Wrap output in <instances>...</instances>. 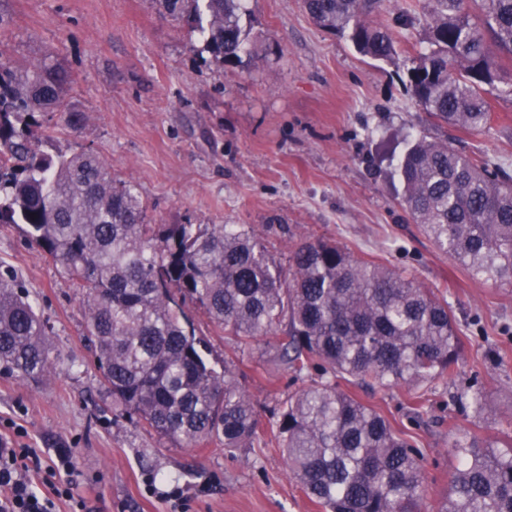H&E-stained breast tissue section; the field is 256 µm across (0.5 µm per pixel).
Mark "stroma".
Wrapping results in <instances>:
<instances>
[{
    "instance_id": "obj_1",
    "label": "stroma",
    "mask_w": 512,
    "mask_h": 512,
    "mask_svg": "<svg viewBox=\"0 0 512 512\" xmlns=\"http://www.w3.org/2000/svg\"><path fill=\"white\" fill-rule=\"evenodd\" d=\"M405 5L387 64L314 25L302 0H245L255 56L224 68L155 0H0V13L15 57L53 55L76 80L69 107L86 119L46 150L96 151L115 180L137 186L152 223L244 224L282 264L298 237L328 239L447 291L464 342L458 386L483 392L482 414L440 385L418 420L405 389L343 386L413 437L422 510L435 512L457 465L454 438L512 434V284L475 279L435 247L401 205L397 166L408 142L427 135L512 172V96L489 95L481 131L433 128L403 83L425 44L427 0H381L373 18L391 20ZM0 265L24 284L59 357L38 380L0 372V417H18L43 464L71 449L73 494L88 512H322L269 445L278 409L319 380L277 364L274 337L235 353L261 419L254 446L179 448L113 408L81 290L21 228L0 226Z\"/></svg>"
}]
</instances>
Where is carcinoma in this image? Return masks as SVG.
<instances>
[{
	"instance_id": "obj_1",
	"label": "carcinoma",
	"mask_w": 512,
	"mask_h": 512,
	"mask_svg": "<svg viewBox=\"0 0 512 512\" xmlns=\"http://www.w3.org/2000/svg\"><path fill=\"white\" fill-rule=\"evenodd\" d=\"M428 0V47L407 88L431 124L484 129L486 95L512 57V0ZM378 0H303L319 28L348 36L364 57L397 55L395 28L369 20ZM222 67L241 63L249 32L242 0H160ZM0 15V224L22 227L84 293L87 336L112 404L175 446L249 448L260 421L233 358L219 370L185 311L203 310L234 350L277 338V361L321 381L288 398L273 425L276 447L322 512H422L421 451L336 380L406 386L422 418L432 385L474 413L479 390L456 388L462 339L448 292L322 238L300 237L288 266L243 224H152L137 189L118 184L92 149L49 154L43 140L85 116L65 105L73 78L43 59L18 61ZM402 206L434 245L470 275L512 281V175L421 137L400 164ZM43 319L13 275L0 271V364L16 376L55 370ZM459 467L437 512H512V441L462 436Z\"/></svg>"
}]
</instances>
